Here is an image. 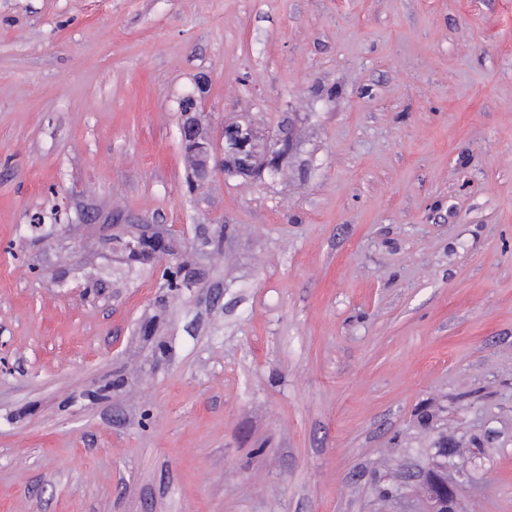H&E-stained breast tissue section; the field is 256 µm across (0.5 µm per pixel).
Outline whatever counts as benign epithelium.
<instances>
[{"mask_svg": "<svg viewBox=\"0 0 512 512\" xmlns=\"http://www.w3.org/2000/svg\"><path fill=\"white\" fill-rule=\"evenodd\" d=\"M208 81L196 82L195 106L183 113L179 136L186 155L194 161L200 181L217 174L262 178L276 175L281 169L283 151L293 153L296 137L292 124H281L275 130L259 132L253 123L226 124L215 129L203 113ZM125 248L132 255H160L168 250L167 236L161 232L131 234ZM441 461L427 475L421 486L422 512H463L458 498L448 488V449L439 450Z\"/></svg>", "mask_w": 512, "mask_h": 512, "instance_id": "7a95c632", "label": "benign epithelium"}]
</instances>
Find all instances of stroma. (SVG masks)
<instances>
[{
    "label": "stroma",
    "instance_id": "35a3bbf8",
    "mask_svg": "<svg viewBox=\"0 0 512 512\" xmlns=\"http://www.w3.org/2000/svg\"><path fill=\"white\" fill-rule=\"evenodd\" d=\"M200 76L287 176L188 190ZM442 447L512 512V0H0V512H420ZM125 248L132 255L165 254L168 250L167 235L162 232L131 234L125 243Z\"/></svg>",
    "mask_w": 512,
    "mask_h": 512
}]
</instances>
